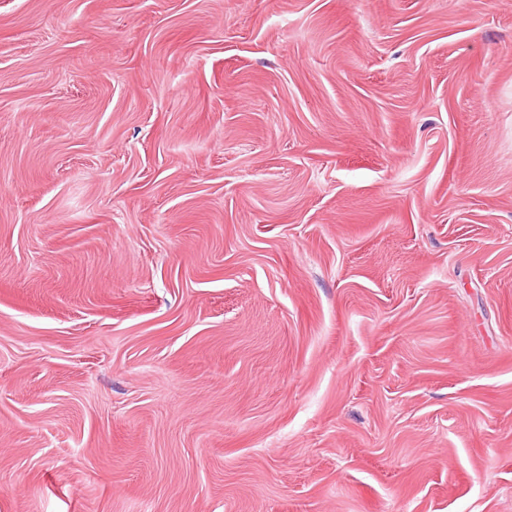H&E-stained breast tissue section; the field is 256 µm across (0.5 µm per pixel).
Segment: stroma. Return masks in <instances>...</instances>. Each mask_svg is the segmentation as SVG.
<instances>
[{"label":"stroma","instance_id":"obj_1","mask_svg":"<svg viewBox=\"0 0 512 512\" xmlns=\"http://www.w3.org/2000/svg\"><path fill=\"white\" fill-rule=\"evenodd\" d=\"M0 512H512V0H0Z\"/></svg>","mask_w":512,"mask_h":512}]
</instances>
